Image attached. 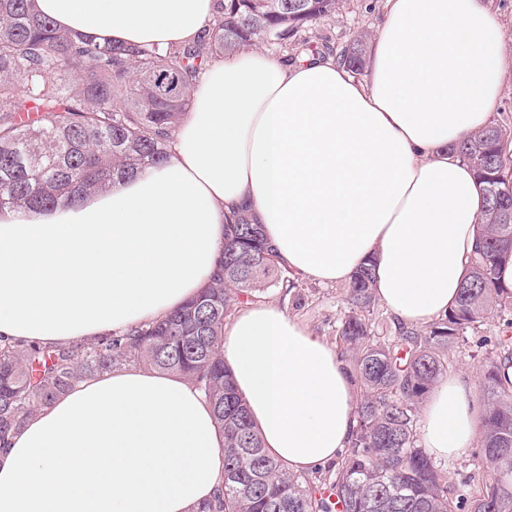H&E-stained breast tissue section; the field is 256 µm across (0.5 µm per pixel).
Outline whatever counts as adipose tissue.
<instances>
[{
  "mask_svg": "<svg viewBox=\"0 0 512 512\" xmlns=\"http://www.w3.org/2000/svg\"><path fill=\"white\" fill-rule=\"evenodd\" d=\"M62 28L130 47L196 40L217 0H36ZM367 77L260 49L210 62L168 159L76 205L0 211V336L65 346L162 317L214 274L247 205L282 264L319 283L374 260L386 310L425 326L454 305L479 186L454 147L490 126L505 81L485 0H385ZM224 363L265 447L296 472L356 424L336 350L274 304L224 325ZM477 398L440 380L422 442L467 451ZM206 399L178 374L123 366L30 416L0 449V512H196L223 469Z\"/></svg>",
  "mask_w": 512,
  "mask_h": 512,
  "instance_id": "1",
  "label": "adipose tissue"
}]
</instances>
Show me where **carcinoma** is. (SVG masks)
Returning a JSON list of instances; mask_svg holds the SVG:
<instances>
[{"label":"carcinoma","instance_id":"1","mask_svg":"<svg viewBox=\"0 0 512 512\" xmlns=\"http://www.w3.org/2000/svg\"><path fill=\"white\" fill-rule=\"evenodd\" d=\"M342 0H219L193 42L129 47L57 27L35 0H0V211L73 205L165 161L206 61L269 42L336 13ZM368 35L340 53L366 64ZM512 131L495 124L455 147L482 197L477 252L457 302L424 329L379 317L374 261L353 272L336 342L351 354L360 388L347 448L325 474L295 473L263 446L224 365V322L239 304L281 280L262 225L240 209L224 225L223 259L182 307L122 335L55 348L0 344V442L24 419L88 376L135 364L186 377L224 433V469L199 512H458L446 473L417 445L418 415L448 375V350L466 330L507 310L512 292L495 269L512 253V175L503 149ZM480 365V458L489 472L470 512H512V338H485Z\"/></svg>","mask_w":512,"mask_h":512}]
</instances>
